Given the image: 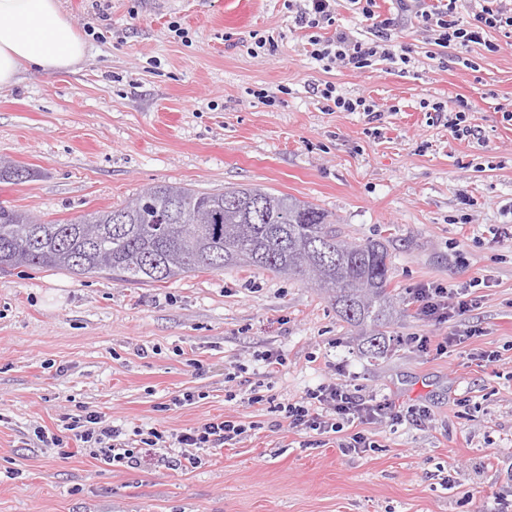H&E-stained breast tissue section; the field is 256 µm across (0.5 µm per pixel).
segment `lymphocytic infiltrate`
Here are the masks:
<instances>
[{
    "instance_id": "f902f5d3",
    "label": "lymphocytic infiltrate",
    "mask_w": 512,
    "mask_h": 512,
    "mask_svg": "<svg viewBox=\"0 0 512 512\" xmlns=\"http://www.w3.org/2000/svg\"><path fill=\"white\" fill-rule=\"evenodd\" d=\"M361 16L370 21L371 39L359 38L353 31L337 28L334 36H319V29L333 25L336 0H286L288 11L293 12L294 22L311 30L310 56L321 62L324 69L341 65L354 70L373 66L377 59H389L409 66L406 52L396 50L392 33L401 17L414 16L437 32L441 47L479 44L488 30L512 31V0H470L474 8L473 25L462 24L457 15L458 0H440L434 6L425 0H394L395 12H377V0H350ZM484 43V42H483ZM312 92L326 103L331 112H360L368 122L379 121L378 104L366 96L351 97L342 93L332 82L314 85ZM418 315L444 324L465 315L479 305L462 288L432 284L417 289L412 296ZM289 429L314 433L320 436L335 435L336 445L343 452H357L372 447V440L364 433L367 424L397 423L402 419L396 405L386 399L360 393L345 383L324 382L311 389L305 397L277 403ZM64 434L39 431L37 438L45 446L65 448L69 444L89 449L94 458L107 465L121 464L130 468L141 466L143 461L165 467H192L198 464L199 450L223 448L241 441L247 431L240 421L223 418L206 420L199 426L172 435L153 431L135 447L127 440L121 426L110 424L101 415L89 412L72 418L64 426Z\"/></svg>"
}]
</instances>
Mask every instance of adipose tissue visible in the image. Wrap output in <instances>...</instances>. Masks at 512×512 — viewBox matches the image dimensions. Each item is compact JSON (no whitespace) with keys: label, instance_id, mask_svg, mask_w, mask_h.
<instances>
[{"label":"adipose tissue","instance_id":"adipose-tissue-1","mask_svg":"<svg viewBox=\"0 0 512 512\" xmlns=\"http://www.w3.org/2000/svg\"><path fill=\"white\" fill-rule=\"evenodd\" d=\"M86 54L61 0H0V88L26 69L72 70Z\"/></svg>","mask_w":512,"mask_h":512}]
</instances>
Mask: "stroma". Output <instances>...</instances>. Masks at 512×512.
Listing matches in <instances>:
<instances>
[{"label": "stroma", "mask_w": 512, "mask_h": 512, "mask_svg": "<svg viewBox=\"0 0 512 512\" xmlns=\"http://www.w3.org/2000/svg\"><path fill=\"white\" fill-rule=\"evenodd\" d=\"M88 45L82 64L23 72L0 89V157L30 178L0 202L45 221L117 206L157 184L215 192L257 186L322 209L346 239L383 242L406 304L371 358L315 284L228 267L128 285L49 268L0 270V512H512V36L435 45L417 19L394 34L408 68L324 70L284 0H62ZM182 35H175V28ZM273 54L248 55L253 33ZM330 81L372 97L382 119L330 112ZM467 102L455 139L421 101ZM472 285L461 345L424 354L407 336L445 326L414 288ZM499 351L486 367L473 350ZM281 355L277 373L257 356ZM240 372L224 374L229 363ZM336 379L430 420L369 424L377 448L343 455L334 437L293 432L274 405ZM194 399L181 403L183 393ZM257 404H248L251 395ZM97 412L127 436L223 417L254 423L196 468L65 458L36 430Z\"/></svg>", "instance_id": "stroma-1"}]
</instances>
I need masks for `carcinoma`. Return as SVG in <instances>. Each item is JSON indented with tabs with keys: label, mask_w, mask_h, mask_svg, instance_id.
Segmentation results:
<instances>
[{
	"label": "carcinoma",
	"mask_w": 512,
	"mask_h": 512,
	"mask_svg": "<svg viewBox=\"0 0 512 512\" xmlns=\"http://www.w3.org/2000/svg\"><path fill=\"white\" fill-rule=\"evenodd\" d=\"M26 169L0 161V182ZM49 224L0 205V269L58 268L129 284L166 283L196 271L252 266L296 275L333 292L339 316L365 332L372 354L404 300L388 288L379 241H348L320 208L260 187L218 192L158 184L144 198Z\"/></svg>",
	"instance_id": "carcinoma-1"
}]
</instances>
